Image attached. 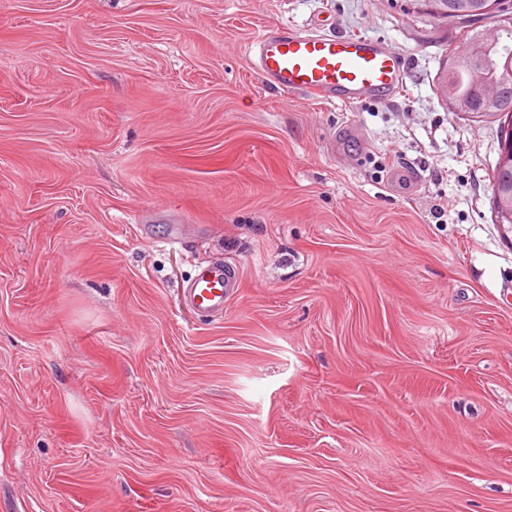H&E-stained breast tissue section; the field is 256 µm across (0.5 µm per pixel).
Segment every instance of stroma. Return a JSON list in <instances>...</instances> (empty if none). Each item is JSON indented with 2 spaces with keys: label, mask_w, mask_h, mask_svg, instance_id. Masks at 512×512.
I'll use <instances>...</instances> for the list:
<instances>
[{
  "label": "stroma",
  "mask_w": 512,
  "mask_h": 512,
  "mask_svg": "<svg viewBox=\"0 0 512 512\" xmlns=\"http://www.w3.org/2000/svg\"><path fill=\"white\" fill-rule=\"evenodd\" d=\"M379 39L383 101L259 77ZM406 0H0V512H512L499 123ZM220 262L223 314L178 295ZM260 78L283 91L356 104L383 100L402 83L400 54L366 36L280 28L256 41Z\"/></svg>",
  "instance_id": "stroma-1"
}]
</instances>
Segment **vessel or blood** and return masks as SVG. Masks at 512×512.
Here are the masks:
<instances>
[{
  "label": "vessel or blood",
  "instance_id": "vessel-or-blood-1",
  "mask_svg": "<svg viewBox=\"0 0 512 512\" xmlns=\"http://www.w3.org/2000/svg\"><path fill=\"white\" fill-rule=\"evenodd\" d=\"M260 78L281 90L304 92L325 100L356 104L383 100L404 77L399 53L366 36H337L280 28L256 41ZM234 273L224 266L201 267L180 293L192 311L220 313L235 292Z\"/></svg>",
  "mask_w": 512,
  "mask_h": 512
}]
</instances>
